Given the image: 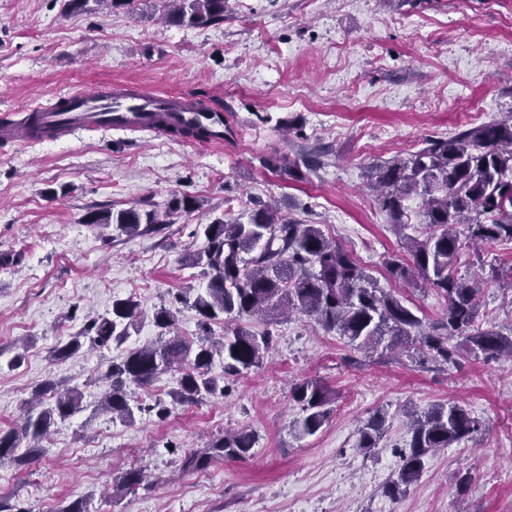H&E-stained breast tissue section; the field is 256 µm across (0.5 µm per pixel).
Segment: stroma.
I'll list each match as a JSON object with an SVG mask.
<instances>
[{
    "instance_id": "obj_1",
    "label": "stroma",
    "mask_w": 512,
    "mask_h": 512,
    "mask_svg": "<svg viewBox=\"0 0 512 512\" xmlns=\"http://www.w3.org/2000/svg\"><path fill=\"white\" fill-rule=\"evenodd\" d=\"M161 16L160 0L112 11L0 0V119L71 90L120 85L221 107L227 127L220 148L112 129L0 144V253L20 256L0 266V429L20 422L49 379L78 388L85 405L51 427L43 453L0 461V503L19 512L78 499L89 512H512V359L438 369L413 350L350 352L301 314L254 319L250 328L272 330L276 343L226 397L125 423L94 410L105 390L98 375L122 349L85 343L52 357L130 296L144 319L125 347L154 342L155 309L207 285L186 260L203 245L202 225L270 203L320 225L416 315L439 317L445 301L434 290L389 274L387 260L407 253L368 175L512 112V0H226L223 23L208 27ZM272 153L302 165L301 177L264 167ZM176 197L195 208L158 230L126 236L80 221L102 206L165 211ZM511 269L509 241L466 251L455 266L480 288V326L512 328V291L497 283ZM307 379L329 389L331 413L300 438L291 391ZM448 401L469 409L480 431L430 454L418 481L385 496L411 439L409 413ZM377 413L383 436L358 448ZM244 429L258 437L245 460L183 471L186 451ZM133 467L145 487L105 496Z\"/></svg>"
}]
</instances>
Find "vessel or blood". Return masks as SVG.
<instances>
[{
  "instance_id": "1",
  "label": "vessel or blood",
  "mask_w": 512,
  "mask_h": 512,
  "mask_svg": "<svg viewBox=\"0 0 512 512\" xmlns=\"http://www.w3.org/2000/svg\"><path fill=\"white\" fill-rule=\"evenodd\" d=\"M31 111L49 139L79 128L146 129L160 133L166 124L181 123L210 125V144L224 143V126L213 122L212 109L150 92L131 95L106 87L74 90L58 95L54 103L34 104Z\"/></svg>"
}]
</instances>
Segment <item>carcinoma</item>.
<instances>
[{"mask_svg": "<svg viewBox=\"0 0 512 512\" xmlns=\"http://www.w3.org/2000/svg\"><path fill=\"white\" fill-rule=\"evenodd\" d=\"M90 2L111 10L134 5V0H67V7L85 10ZM167 2L173 3L167 14L173 25L206 27L224 21V0ZM167 132L200 141L209 136L202 126L171 125ZM373 180L378 204L403 237L408 255L404 264L389 262V270L396 278H418L441 293L447 306L440 319L423 323L399 298L379 288L355 258L327 238L317 224L284 220L267 208L252 211L245 222L216 218L202 225L204 245L188 257L191 264L207 267V288L192 301L184 293L175 297L195 309L201 336L190 341L174 334V313L165 307L155 310L153 323L164 335L108 362L101 377L110 391L101 406L130 420L141 406L130 405L126 386H148L171 371L180 373L177 388L169 392L174 405L224 397L228 381L261 366L273 345L270 330L255 332L244 325L260 313L298 312L312 317L358 352L380 347L394 350L415 341L424 359L440 368L459 366L466 354L512 355V335L477 325L476 285L453 275L466 243L512 241V121L483 124L447 139H430L425 148L408 158L377 167ZM413 196L421 200L426 224L421 238L405 233L410 228L404 220L405 201ZM82 223L114 226L135 234L141 225H158L160 220L153 210L131 208L116 213L93 210ZM460 224L466 230L464 242L455 230ZM142 317L138 301L116 299L110 316L90 323L85 335L98 346H120ZM228 319L236 326L226 325ZM217 323L224 324V335L215 340L211 325ZM80 347V337L72 336L59 342L54 357L65 359ZM217 360L223 364L220 377L212 374ZM46 391L52 393L53 404L46 406L40 401L30 405L20 424L0 430V460L16 455L23 441L44 436L56 419L82 411L78 389L57 393L49 382ZM292 397L300 406V416L293 422L296 436L315 434L329 415L328 389L317 380H305L294 387ZM382 421L377 415L359 429L358 447H376ZM479 426L470 411L457 402L437 404L422 412L414 419L412 438L401 453L396 477L386 482L383 493L390 497L401 494L419 477L429 454L468 438ZM256 441V434L248 430L214 437L204 448L186 452L183 468L202 471L219 460H242ZM144 482L142 470L133 467L113 484V492L133 493Z\"/></svg>", "mask_w": 512, "mask_h": 512, "instance_id": "cac0c4a2", "label": "carcinoma"}]
</instances>
